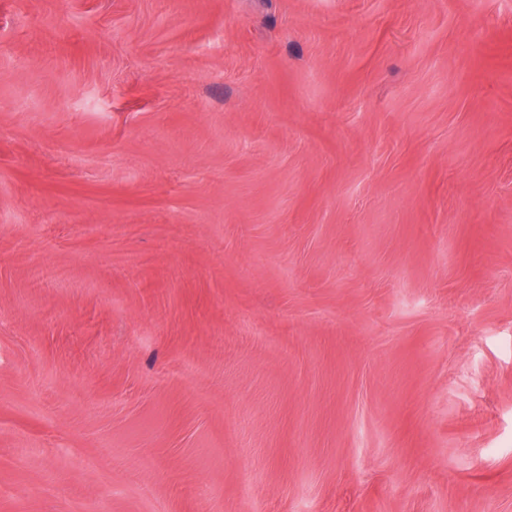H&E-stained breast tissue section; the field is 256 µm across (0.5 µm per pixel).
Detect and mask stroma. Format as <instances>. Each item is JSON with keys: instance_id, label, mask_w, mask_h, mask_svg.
I'll return each instance as SVG.
<instances>
[{"instance_id": "35a3bbf8", "label": "stroma", "mask_w": 512, "mask_h": 512, "mask_svg": "<svg viewBox=\"0 0 512 512\" xmlns=\"http://www.w3.org/2000/svg\"><path fill=\"white\" fill-rule=\"evenodd\" d=\"M0 512H512V0H0Z\"/></svg>"}]
</instances>
